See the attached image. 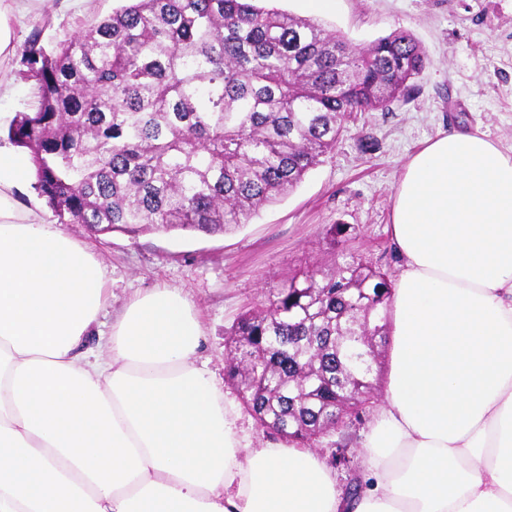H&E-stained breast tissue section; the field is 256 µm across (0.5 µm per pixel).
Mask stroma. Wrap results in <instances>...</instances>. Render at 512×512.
<instances>
[{"label":"stroma","instance_id":"stroma-1","mask_svg":"<svg viewBox=\"0 0 512 512\" xmlns=\"http://www.w3.org/2000/svg\"><path fill=\"white\" fill-rule=\"evenodd\" d=\"M120 0H34L12 22L14 54L0 62V113L16 117L36 106L35 84L23 77L21 51L35 27L53 45L111 14ZM278 8L315 17L357 45L398 30L410 32L431 63L410 100L386 112H358L335 149L280 202L223 234L173 230L91 235L82 225L62 230L86 244L106 271L110 297L102 332L138 293L179 290L197 308L204 332L198 366L224 391L243 444L258 448L278 436L258 427L224 379L226 333L249 304L281 287L310 263L330 268L352 252L397 277L400 258L390 237L394 189L407 162L426 143L452 132H478L512 153V0H334L312 13L307 0H276ZM341 225L337 238L327 230Z\"/></svg>","mask_w":512,"mask_h":512}]
</instances>
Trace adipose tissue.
<instances>
[{
    "label": "adipose tissue",
    "instance_id": "adipose-tissue-1",
    "mask_svg": "<svg viewBox=\"0 0 512 512\" xmlns=\"http://www.w3.org/2000/svg\"><path fill=\"white\" fill-rule=\"evenodd\" d=\"M32 175L0 150V512H512V154L496 142L442 135L396 187L389 374L349 502L312 449L242 445L179 291L136 296L110 359L87 357L106 273L18 207Z\"/></svg>",
    "mask_w": 512,
    "mask_h": 512
}]
</instances>
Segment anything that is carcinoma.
<instances>
[{
    "instance_id": "carcinoma-1",
    "label": "carcinoma",
    "mask_w": 512,
    "mask_h": 512,
    "mask_svg": "<svg viewBox=\"0 0 512 512\" xmlns=\"http://www.w3.org/2000/svg\"><path fill=\"white\" fill-rule=\"evenodd\" d=\"M37 106L8 137L35 188L93 234H222L297 188L353 112L407 101L430 57L407 31L367 46L261 0H127L22 52ZM393 286L352 253L242 312L224 375L260 427L314 448L365 420Z\"/></svg>"
}]
</instances>
